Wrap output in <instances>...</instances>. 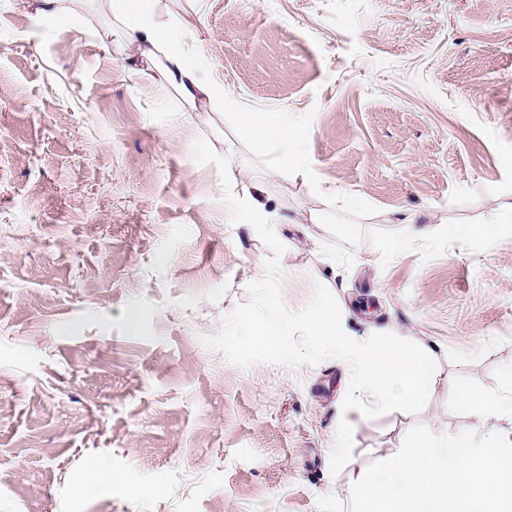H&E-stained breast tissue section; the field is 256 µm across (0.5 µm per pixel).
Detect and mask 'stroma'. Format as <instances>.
I'll use <instances>...</instances> for the list:
<instances>
[{
    "mask_svg": "<svg viewBox=\"0 0 512 512\" xmlns=\"http://www.w3.org/2000/svg\"><path fill=\"white\" fill-rule=\"evenodd\" d=\"M34 7L0 0V512H318L414 425L467 424L449 383L512 365V0H160L226 91L306 124L305 180L234 113L183 112L103 0H65L73 34ZM256 180L289 218L290 308L319 283L358 334L437 350L420 413L342 411L338 359L244 369L203 346L271 255L238 222ZM406 210L432 240L401 238Z\"/></svg>",
    "mask_w": 512,
    "mask_h": 512,
    "instance_id": "1",
    "label": "stroma"
}]
</instances>
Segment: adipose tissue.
Returning a JSON list of instances; mask_svg holds the SVG:
<instances>
[{
  "label": "adipose tissue",
  "mask_w": 512,
  "mask_h": 512,
  "mask_svg": "<svg viewBox=\"0 0 512 512\" xmlns=\"http://www.w3.org/2000/svg\"><path fill=\"white\" fill-rule=\"evenodd\" d=\"M159 0H108L113 17L123 26L125 38L139 54L152 61L178 94L185 111H194L199 99L213 100L235 111L238 132L256 151L279 146L280 165L293 175L308 178L301 150L306 127L288 113L242 108L211 77L212 61L185 42L176 19H162Z\"/></svg>",
  "instance_id": "adipose-tissue-1"
}]
</instances>
